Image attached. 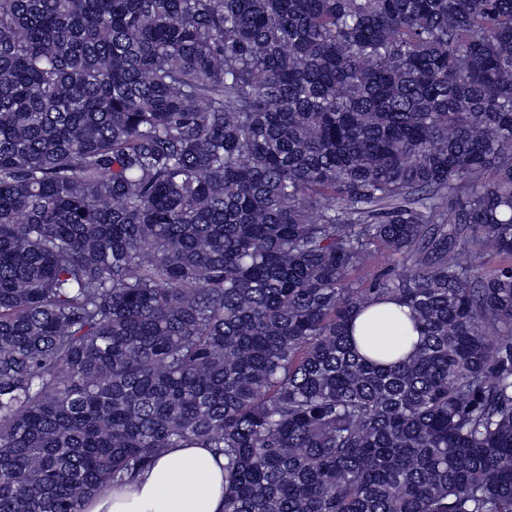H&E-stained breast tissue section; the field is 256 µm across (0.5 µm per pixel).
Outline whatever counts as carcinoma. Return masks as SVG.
<instances>
[{"instance_id": "1", "label": "carcinoma", "mask_w": 512, "mask_h": 512, "mask_svg": "<svg viewBox=\"0 0 512 512\" xmlns=\"http://www.w3.org/2000/svg\"><path fill=\"white\" fill-rule=\"evenodd\" d=\"M185 447L224 512H512V0H0V512ZM408 309L396 303L379 302L359 315L355 320V336L358 341L364 337L372 346L382 349L397 341L399 336H408V351L416 342L419 333L415 331L405 313Z\"/></svg>"}]
</instances>
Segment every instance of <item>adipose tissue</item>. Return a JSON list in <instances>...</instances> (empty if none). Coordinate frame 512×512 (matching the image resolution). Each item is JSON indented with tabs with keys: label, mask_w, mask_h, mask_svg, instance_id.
<instances>
[{
	"label": "adipose tissue",
	"mask_w": 512,
	"mask_h": 512,
	"mask_svg": "<svg viewBox=\"0 0 512 512\" xmlns=\"http://www.w3.org/2000/svg\"><path fill=\"white\" fill-rule=\"evenodd\" d=\"M356 337L382 349L416 342L406 309L379 302L355 320ZM82 512H224V459L207 448H173L136 479L87 499Z\"/></svg>",
	"instance_id": "1"
}]
</instances>
